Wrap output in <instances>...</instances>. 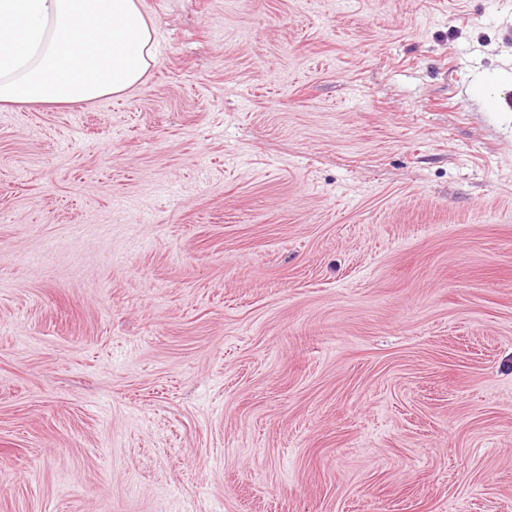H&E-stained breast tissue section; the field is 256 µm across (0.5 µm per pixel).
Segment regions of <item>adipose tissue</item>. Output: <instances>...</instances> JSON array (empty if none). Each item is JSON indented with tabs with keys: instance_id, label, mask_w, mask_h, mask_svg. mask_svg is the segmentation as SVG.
I'll use <instances>...</instances> for the list:
<instances>
[{
	"instance_id": "1",
	"label": "adipose tissue",
	"mask_w": 512,
	"mask_h": 512,
	"mask_svg": "<svg viewBox=\"0 0 512 512\" xmlns=\"http://www.w3.org/2000/svg\"><path fill=\"white\" fill-rule=\"evenodd\" d=\"M160 50L139 0H0V104H73L142 84Z\"/></svg>"
}]
</instances>
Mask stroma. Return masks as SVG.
Wrapping results in <instances>:
<instances>
[{
    "label": "stroma",
    "instance_id": "35a3bbf8",
    "mask_svg": "<svg viewBox=\"0 0 512 512\" xmlns=\"http://www.w3.org/2000/svg\"><path fill=\"white\" fill-rule=\"evenodd\" d=\"M139 3L0 109V512H512V0Z\"/></svg>",
    "mask_w": 512,
    "mask_h": 512
}]
</instances>
